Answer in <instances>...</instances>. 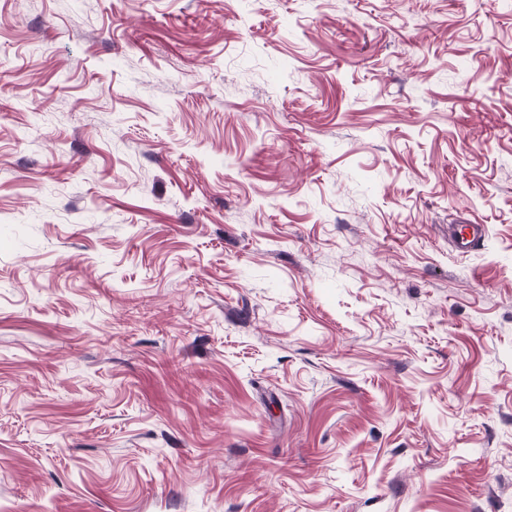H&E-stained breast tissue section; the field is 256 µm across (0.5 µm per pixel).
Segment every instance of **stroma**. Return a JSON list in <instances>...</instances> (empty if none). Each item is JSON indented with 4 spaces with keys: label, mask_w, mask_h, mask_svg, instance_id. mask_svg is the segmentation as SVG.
<instances>
[{
    "label": "stroma",
    "mask_w": 512,
    "mask_h": 512,
    "mask_svg": "<svg viewBox=\"0 0 512 512\" xmlns=\"http://www.w3.org/2000/svg\"><path fill=\"white\" fill-rule=\"evenodd\" d=\"M0 512H512L505 0H0ZM463 224H453L451 237L455 248L462 252L477 250L483 245L485 238V226L481 224H470L467 220Z\"/></svg>",
    "instance_id": "35a3bbf8"
}]
</instances>
